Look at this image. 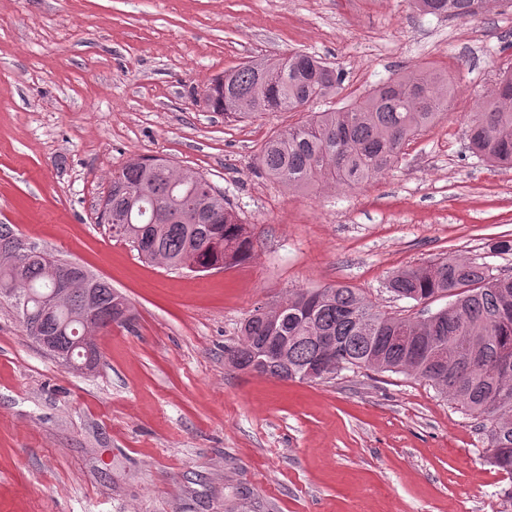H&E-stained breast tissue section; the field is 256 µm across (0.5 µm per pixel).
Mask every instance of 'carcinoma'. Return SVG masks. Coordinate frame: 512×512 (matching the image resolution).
<instances>
[{
  "label": "carcinoma",
  "instance_id": "cac0c4a2",
  "mask_svg": "<svg viewBox=\"0 0 512 512\" xmlns=\"http://www.w3.org/2000/svg\"><path fill=\"white\" fill-rule=\"evenodd\" d=\"M504 0H413L425 14L465 21ZM343 76L319 58L295 52L288 58L250 62L224 74V96L211 87L205 104L231 117H247L270 104L271 112H298L334 92ZM451 84L431 66L406 71L356 101L330 112H313L272 135L257 164L265 175L290 192L333 187L353 188L377 179L398 161L412 139L441 112ZM469 143L491 164H512V69L500 74L489 100L469 118ZM214 188L201 173L168 160L142 157L112 175L109 199L119 218L112 235L128 242L146 260L171 269L182 263L197 271L227 267L252 255L247 225L232 209L212 197ZM172 220L154 222L158 209ZM19 235L0 224V259ZM60 257L40 247L13 275L0 262V284L32 300L33 318L18 315L27 336L36 325L69 350L72 340L95 334L78 320L84 303L77 290L70 303L44 316L36 298L52 286L47 269ZM386 290L412 300L420 312L400 316L381 309L356 288L336 284L288 293V316L272 324L259 306L243 323L228 350L241 367L264 366V374L281 380L329 381L359 370L400 373L429 382L449 402L478 422L489 465L512 476V275L493 272L483 263L447 256L426 265L395 272ZM97 329L114 322L115 292L98 279ZM446 306L433 310L437 299ZM417 337L408 348L395 339L400 329ZM272 336H286L288 365L261 352ZM317 336L336 338L335 360L316 369ZM447 348L446 365L434 371L426 362L433 345ZM316 376L309 375V370Z\"/></svg>",
  "mask_w": 512,
  "mask_h": 512
}]
</instances>
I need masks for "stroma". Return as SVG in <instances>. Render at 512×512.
I'll use <instances>...</instances> for the list:
<instances>
[{
  "label": "stroma",
  "instance_id": "35a3bbf8",
  "mask_svg": "<svg viewBox=\"0 0 512 512\" xmlns=\"http://www.w3.org/2000/svg\"><path fill=\"white\" fill-rule=\"evenodd\" d=\"M296 51L343 72L333 110L430 64L455 90L378 180L291 193L257 155L299 115L209 111L224 72ZM512 66V8L468 21L411 0H0V224L106 279L131 319L97 369L61 366L0 301V512H512L460 407L411 376L283 381L228 367L261 305L343 283L385 310L397 270L462 256L512 274V167L468 115ZM202 173L247 224L249 259L203 273L140 259L98 218L113 171Z\"/></svg>",
  "mask_w": 512,
  "mask_h": 512
}]
</instances>
